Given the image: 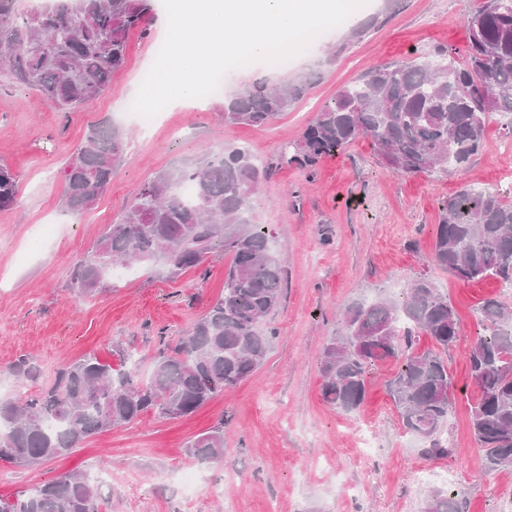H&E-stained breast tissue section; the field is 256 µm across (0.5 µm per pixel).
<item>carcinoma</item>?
Returning a JSON list of instances; mask_svg holds the SVG:
<instances>
[{
	"instance_id": "1",
	"label": "carcinoma",
	"mask_w": 512,
	"mask_h": 512,
	"mask_svg": "<svg viewBox=\"0 0 512 512\" xmlns=\"http://www.w3.org/2000/svg\"><path fill=\"white\" fill-rule=\"evenodd\" d=\"M0 0V68L36 91L59 112H74L99 97L122 69L130 35L146 34L154 0H62L43 14H17ZM469 42L463 61L439 51L369 70L326 101L285 164L312 170L356 138L372 141L383 165L410 176L463 171L484 146L486 126L499 117L512 137V0H475L467 18ZM309 79L283 87L258 84L224 102V121L263 127L306 93ZM126 136L110 122L91 127L62 168V211L73 215L94 206L124 161ZM268 170L250 151L210 152L191 167L176 168L144 184L96 247L82 256L74 283L93 296L112 269L158 262L168 278L198 269L220 248L231 257L223 294L172 346L159 350L148 383L135 369L114 370L95 354L60 368L54 381L34 394L0 402V460L34 466L69 455L83 442L153 412L184 417L235 387L264 362L275 336L261 324L279 306L284 270L265 227L253 222L254 200ZM190 182V196L179 192ZM19 192L12 169L0 162V210ZM428 262L466 283L494 279L512 287V203L494 188L465 187L440 201ZM486 334L465 354L478 394L470 409L473 438L491 470L512 468V305L487 298L476 308ZM348 336L324 347L320 368L323 399L342 411L358 409L367 395V370L393 361L387 381L405 431L422 442L427 457H446L443 439L453 411L448 353L460 324L448 296L420 273L402 296H379L349 306L342 315ZM433 348L419 351L417 338ZM27 382L37 376L26 358L10 367ZM201 461L224 456L218 424L187 444ZM100 490L85 475L69 473L14 501L0 499V512H100ZM426 512H467L457 493L433 489Z\"/></svg>"
}]
</instances>
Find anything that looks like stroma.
Instances as JSON below:
<instances>
[{"mask_svg": "<svg viewBox=\"0 0 512 512\" xmlns=\"http://www.w3.org/2000/svg\"><path fill=\"white\" fill-rule=\"evenodd\" d=\"M470 0H399L385 9L369 0L364 18L378 23L352 41L338 27L323 34L314 57L347 43L334 62L293 58L284 69L263 62L230 70L221 93L195 108L167 105L149 136L125 115L161 41L158 15L149 35L132 34L124 67L83 109L57 112L32 90L0 71V161L14 170L16 204L0 210V401H13L49 385L57 369L88 352L116 369L136 367L148 379L160 337L176 342L224 291L230 259L215 250L200 270L168 278L141 263L134 277L83 298L73 270L137 190L159 174L196 164L204 151L244 145L269 175L254 202L255 223L275 234L285 288L265 321L276 332L264 363L235 388L194 414L166 419L146 414L128 427L87 439L74 453L19 468L0 461V499L15 500L36 486L72 472L106 470L102 512H419L428 484L418 473L460 475L453 489L468 512H512V470H488L469 426L477 394L466 349L484 333L474 309L502 295L499 282L464 283L433 270L450 296L461 336L448 357L454 409L444 433L448 457H424L401 427L386 393L396 366L383 362L368 374V394L356 411L343 412L321 395L320 362L332 337L342 335V314L356 301L400 294L424 270L439 201L475 184L500 189L512 202L503 173L512 155L498 152L499 121L486 129L485 148L463 172L396 176L369 139L359 138L324 158L315 174L281 163L321 105L367 69L446 50L462 58L468 42ZM309 78V91L270 125L256 129L225 123L226 98L255 83L285 85ZM108 121L128 135L126 155L108 190L91 209L63 214L61 171L91 125ZM40 369L37 382L20 387L9 373L18 357ZM224 426V459L188 455L189 439Z\"/></svg>", "mask_w": 512, "mask_h": 512, "instance_id": "stroma-1", "label": "stroma"}]
</instances>
